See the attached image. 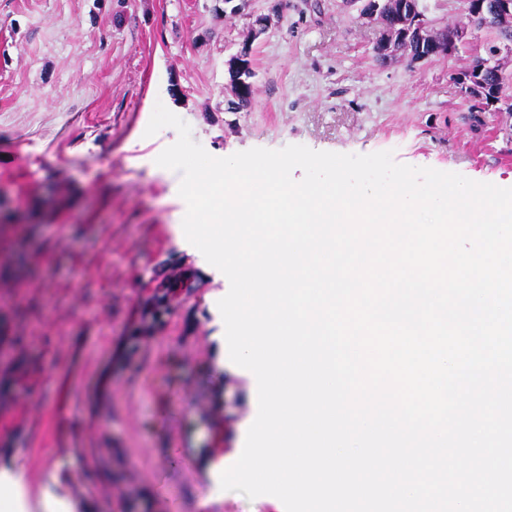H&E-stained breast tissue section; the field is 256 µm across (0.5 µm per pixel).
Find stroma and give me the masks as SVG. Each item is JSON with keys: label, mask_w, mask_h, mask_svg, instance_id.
Returning <instances> with one entry per match:
<instances>
[{"label": "stroma", "mask_w": 512, "mask_h": 512, "mask_svg": "<svg viewBox=\"0 0 512 512\" xmlns=\"http://www.w3.org/2000/svg\"><path fill=\"white\" fill-rule=\"evenodd\" d=\"M269 16L263 28L257 17ZM348 0H0V463L19 512H285L206 472L257 388L222 365L224 280L183 249L178 133L211 155L304 145L500 184L512 114L472 113L454 76L496 38L379 64ZM251 43L248 108L228 61Z\"/></svg>", "instance_id": "stroma-1"}]
</instances>
